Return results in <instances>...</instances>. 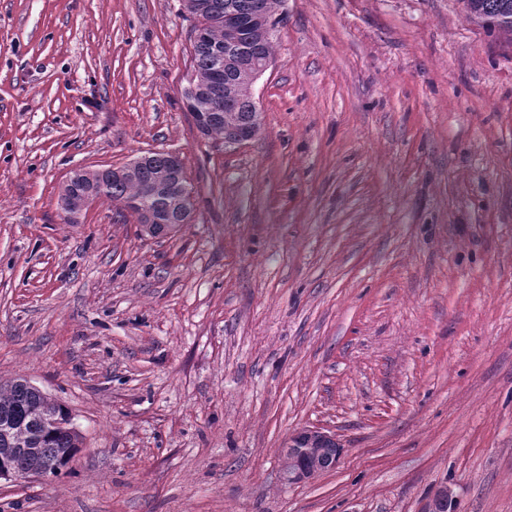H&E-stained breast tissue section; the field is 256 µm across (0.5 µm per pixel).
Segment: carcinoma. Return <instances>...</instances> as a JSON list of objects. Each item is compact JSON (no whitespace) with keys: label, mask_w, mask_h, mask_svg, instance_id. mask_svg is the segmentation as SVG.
Returning a JSON list of instances; mask_svg holds the SVG:
<instances>
[{"label":"carcinoma","mask_w":512,"mask_h":512,"mask_svg":"<svg viewBox=\"0 0 512 512\" xmlns=\"http://www.w3.org/2000/svg\"><path fill=\"white\" fill-rule=\"evenodd\" d=\"M183 9L199 17L193 26L191 77L197 88L186 98L191 112H220L204 134L225 139L234 132L257 136L262 116L245 88L249 66L272 56L273 36L268 28L280 24L277 0H182ZM471 21L495 30L512 41V0H465ZM247 23L241 51L226 54L224 18L228 12ZM186 181L171 171L162 153L141 157L131 170L116 174L107 168L80 170L61 187L59 198L68 210L84 204L86 194L105 197L133 210L137 218L151 216L143 225L154 236L162 227L172 232L190 218ZM81 436L69 412L56 401L22 380L0 382V459L18 470L37 469L48 475L66 467L76 453ZM336 443L319 432L305 431L292 439L284 454V468L326 470Z\"/></svg>","instance_id":"cac0c4a2"}]
</instances>
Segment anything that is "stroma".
I'll return each instance as SVG.
<instances>
[{
  "label": "stroma",
  "instance_id": "obj_1",
  "mask_svg": "<svg viewBox=\"0 0 512 512\" xmlns=\"http://www.w3.org/2000/svg\"><path fill=\"white\" fill-rule=\"evenodd\" d=\"M260 133L201 136L180 0H0V380L65 406L0 512H512V42L462 0H280ZM177 154L147 235L78 169ZM326 431L334 468L291 484ZM322 434L320 432L305 431L292 439V444L286 448L284 454V468L291 471L300 470L295 474L285 472L284 474L288 482H302L313 479L317 472L309 469L324 471L330 466L336 442L325 440ZM327 435L325 436L331 438ZM340 453L341 448H336V457L331 468L336 465Z\"/></svg>",
  "mask_w": 512,
  "mask_h": 512
}]
</instances>
